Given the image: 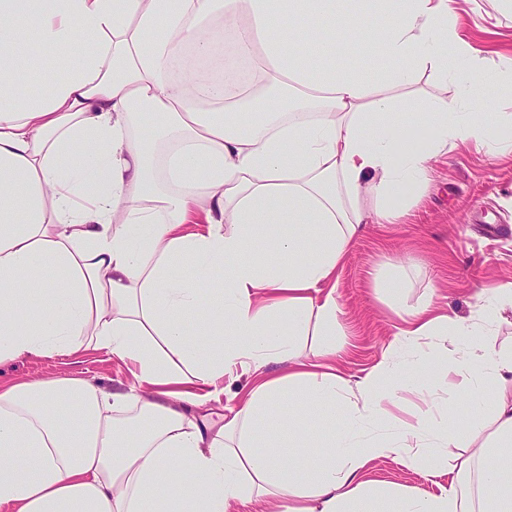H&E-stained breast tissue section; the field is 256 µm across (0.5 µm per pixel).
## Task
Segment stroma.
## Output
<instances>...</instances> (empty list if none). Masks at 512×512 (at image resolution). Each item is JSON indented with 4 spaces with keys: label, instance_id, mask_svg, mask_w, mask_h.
<instances>
[{
    "label": "stroma",
    "instance_id": "obj_1",
    "mask_svg": "<svg viewBox=\"0 0 512 512\" xmlns=\"http://www.w3.org/2000/svg\"><path fill=\"white\" fill-rule=\"evenodd\" d=\"M448 8L449 25L466 33L489 64L512 70L511 7L500 0H450ZM429 168L409 223L366 225L336 271V365L350 382L403 360L397 305L430 299L441 312L467 319L483 291L512 288V155L473 143L433 156ZM390 277L399 280V290L384 288ZM58 376L85 379L108 393L135 382L128 366L92 349L0 364L4 384ZM365 478L411 493L448 485L447 476H429L393 455L374 461Z\"/></svg>",
    "mask_w": 512,
    "mask_h": 512
}]
</instances>
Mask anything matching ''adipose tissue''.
<instances>
[{"label": "adipose tissue", "instance_id": "1", "mask_svg": "<svg viewBox=\"0 0 512 512\" xmlns=\"http://www.w3.org/2000/svg\"><path fill=\"white\" fill-rule=\"evenodd\" d=\"M356 2L0 0V363L93 348L151 388L0 385V512H229L266 496L284 512H371L381 490L362 474L389 455L452 471L447 492L399 494L400 512H512V470L491 466L512 454V351L473 341L512 309L511 289L472 320L428 302L403 312L413 358L425 339H464L451 372L484 422L448 430L432 401L405 426L380 373L352 385L329 363L326 287L361 227L406 223L429 159L502 127L480 95L504 77L449 27L448 0ZM19 18L41 49L34 79ZM220 31L251 77L198 85L202 107L171 64L183 44L211 59ZM345 38L381 41L388 67H337ZM459 64L462 90L407 94L421 71ZM151 116L147 142L133 123ZM270 363L287 373L258 379L223 425L199 414L225 378ZM312 420L324 462L288 465Z\"/></svg>", "mask_w": 512, "mask_h": 512}]
</instances>
